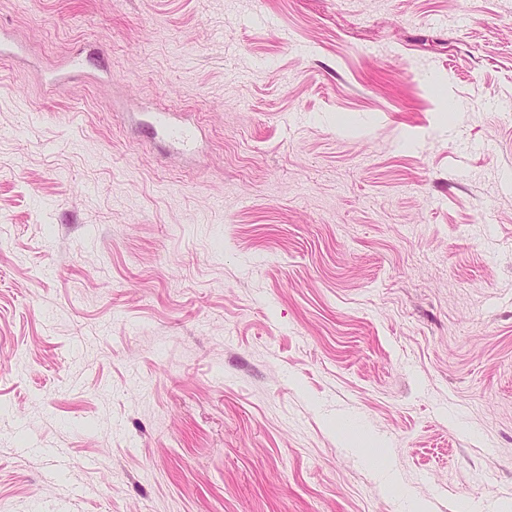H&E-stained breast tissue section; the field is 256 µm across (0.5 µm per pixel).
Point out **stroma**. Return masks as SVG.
<instances>
[{
	"mask_svg": "<svg viewBox=\"0 0 512 512\" xmlns=\"http://www.w3.org/2000/svg\"><path fill=\"white\" fill-rule=\"evenodd\" d=\"M0 30V512H512V0ZM148 131L151 134H157L162 131L165 136L173 143L179 144L183 147H190L193 143V136L191 131L186 127H179L170 122L169 114L162 112L158 114L155 123L148 126Z\"/></svg>",
	"mask_w": 512,
	"mask_h": 512,
	"instance_id": "1",
	"label": "stroma"
}]
</instances>
